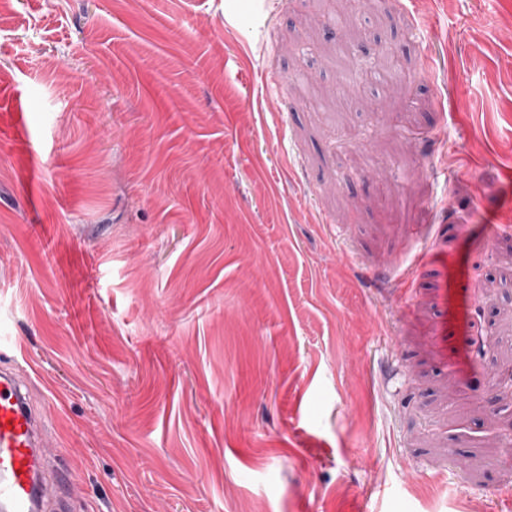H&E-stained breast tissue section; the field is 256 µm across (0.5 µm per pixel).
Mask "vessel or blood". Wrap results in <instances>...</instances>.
Wrapping results in <instances>:
<instances>
[{
  "mask_svg": "<svg viewBox=\"0 0 512 512\" xmlns=\"http://www.w3.org/2000/svg\"><path fill=\"white\" fill-rule=\"evenodd\" d=\"M41 422L16 371L0 368V512H63Z\"/></svg>",
  "mask_w": 512,
  "mask_h": 512,
  "instance_id": "b4317fda",
  "label": "vessel or blood"
}]
</instances>
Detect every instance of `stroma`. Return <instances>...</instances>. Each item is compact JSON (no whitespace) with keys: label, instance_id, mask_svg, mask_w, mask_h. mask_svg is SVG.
I'll return each instance as SVG.
<instances>
[{"label":"stroma","instance_id":"35a3bbf8","mask_svg":"<svg viewBox=\"0 0 512 512\" xmlns=\"http://www.w3.org/2000/svg\"><path fill=\"white\" fill-rule=\"evenodd\" d=\"M9 0L0 336L72 512H512V0Z\"/></svg>","mask_w":512,"mask_h":512}]
</instances>
